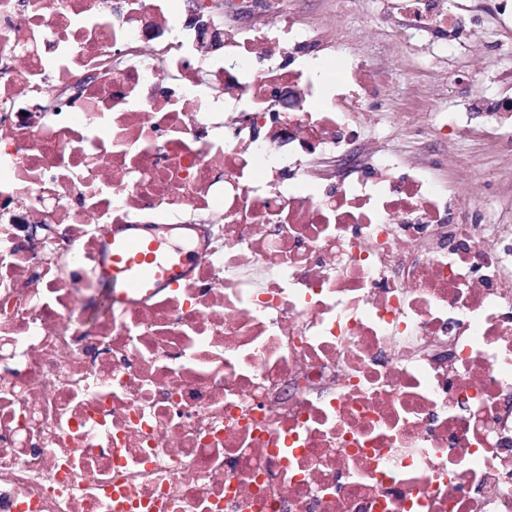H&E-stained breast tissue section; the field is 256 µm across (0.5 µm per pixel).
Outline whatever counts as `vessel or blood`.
<instances>
[{
	"mask_svg": "<svg viewBox=\"0 0 512 512\" xmlns=\"http://www.w3.org/2000/svg\"><path fill=\"white\" fill-rule=\"evenodd\" d=\"M164 242L132 233L130 226L114 230L98 255L94 275L99 284L110 286L108 310H116L134 299L175 286L192 263L191 255L165 256Z\"/></svg>",
	"mask_w": 512,
	"mask_h": 512,
	"instance_id": "1",
	"label": "vessel or blood"
}]
</instances>
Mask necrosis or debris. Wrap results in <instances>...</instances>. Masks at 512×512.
Returning <instances> with one entry per match:
<instances>
[{
  "label": "necrosis or debris",
  "mask_w": 512,
  "mask_h": 512,
  "mask_svg": "<svg viewBox=\"0 0 512 512\" xmlns=\"http://www.w3.org/2000/svg\"><path fill=\"white\" fill-rule=\"evenodd\" d=\"M259 3L0 0V512H512V230ZM116 224L196 264L88 321Z\"/></svg>",
  "instance_id": "1"
}]
</instances>
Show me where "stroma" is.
<instances>
[{
    "label": "stroma",
    "mask_w": 512,
    "mask_h": 512,
    "mask_svg": "<svg viewBox=\"0 0 512 512\" xmlns=\"http://www.w3.org/2000/svg\"><path fill=\"white\" fill-rule=\"evenodd\" d=\"M471 9L462 35L447 29L418 33L396 14V0H291L297 20L344 44L373 69L381 103L359 117L367 141L425 165L433 179L473 206L478 223H500L512 212V146L506 136L475 123L469 132L442 127L418 135L409 124L461 112L471 90L493 99L512 97V32L486 0H448Z\"/></svg>",
    "instance_id": "35a3bbf8"
}]
</instances>
